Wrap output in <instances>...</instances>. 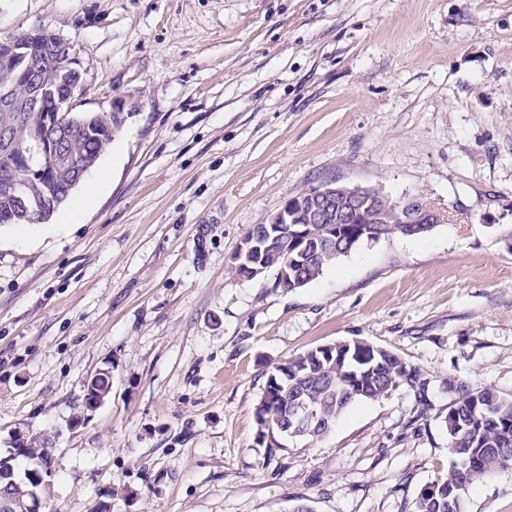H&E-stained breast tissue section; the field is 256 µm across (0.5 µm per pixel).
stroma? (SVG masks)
<instances>
[{"mask_svg": "<svg viewBox=\"0 0 512 512\" xmlns=\"http://www.w3.org/2000/svg\"><path fill=\"white\" fill-rule=\"evenodd\" d=\"M39 27L69 42L83 111L136 106L91 204L79 186L0 224V449H49L43 512H416L455 384L512 397V0H0V38ZM330 181L447 219L293 291L230 273L250 228ZM356 339L421 386L257 442L269 371ZM462 510L512 512V466Z\"/></svg>", "mask_w": 512, "mask_h": 512, "instance_id": "1", "label": "stroma"}]
</instances>
